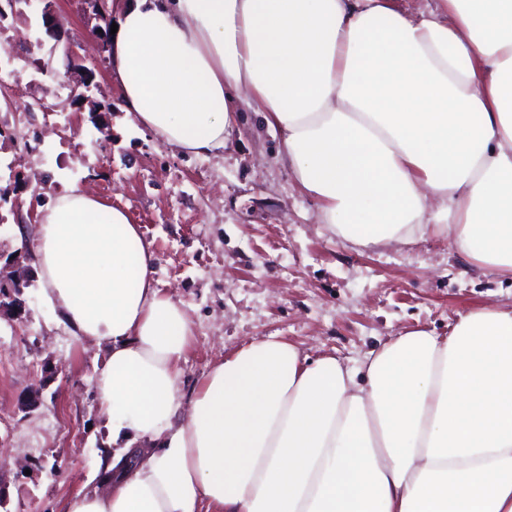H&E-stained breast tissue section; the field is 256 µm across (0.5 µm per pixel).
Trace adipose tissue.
Masks as SVG:
<instances>
[{
  "label": "adipose tissue",
  "instance_id": "ef3b65f1",
  "mask_svg": "<svg viewBox=\"0 0 512 512\" xmlns=\"http://www.w3.org/2000/svg\"><path fill=\"white\" fill-rule=\"evenodd\" d=\"M122 108L223 146L241 94L324 224L373 248L450 235L512 277V0H124ZM41 293L77 340L115 453L61 512H512V309L399 335L358 367L256 340L184 388L193 321L126 212L78 184L41 216Z\"/></svg>",
  "mask_w": 512,
  "mask_h": 512
}]
</instances>
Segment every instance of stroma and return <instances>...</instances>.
I'll return each mask as SVG.
<instances>
[{
	"label": "stroma",
	"instance_id": "stroma-1",
	"mask_svg": "<svg viewBox=\"0 0 512 512\" xmlns=\"http://www.w3.org/2000/svg\"><path fill=\"white\" fill-rule=\"evenodd\" d=\"M78 65L48 74L44 108L0 71V183L15 206L0 207V268L21 255V316L0 311V492L8 512H59L85 489L108 445L94 384L107 345L76 340L58 324L32 265L37 225L64 183L123 209L155 256L157 288L194 323L181 364L185 386L224 355L276 336L311 357L356 366L409 331L448 335L459 316L512 304V281L469 266L445 236L362 249L319 221V206L278 155L281 135L257 107L239 105L224 147L194 156L163 143L120 105L107 57L82 0H52ZM92 70L90 111L56 84ZM39 404L22 411L26 397Z\"/></svg>",
	"mask_w": 512,
	"mask_h": 512
}]
</instances>
